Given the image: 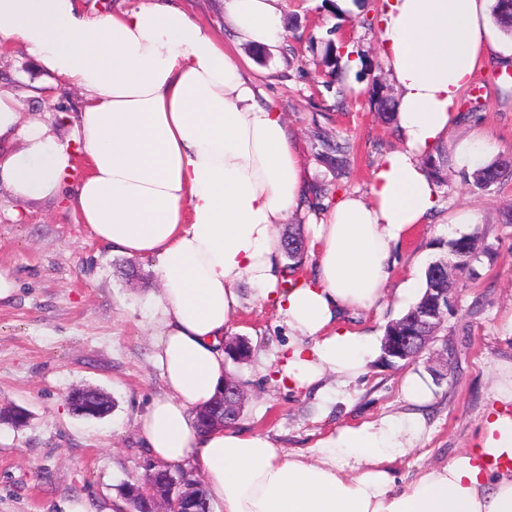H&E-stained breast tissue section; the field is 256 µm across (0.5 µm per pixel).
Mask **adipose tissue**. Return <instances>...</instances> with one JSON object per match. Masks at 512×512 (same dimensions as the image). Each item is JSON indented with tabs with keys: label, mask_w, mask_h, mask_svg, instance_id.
Wrapping results in <instances>:
<instances>
[{
	"label": "adipose tissue",
	"mask_w": 512,
	"mask_h": 512,
	"mask_svg": "<svg viewBox=\"0 0 512 512\" xmlns=\"http://www.w3.org/2000/svg\"><path fill=\"white\" fill-rule=\"evenodd\" d=\"M283 2L224 0V19L239 39L268 46L284 34ZM490 6L385 0L377 39L399 91L400 145L379 157L367 197L336 198L310 224L313 269L286 288L280 227L307 209L306 169L281 112L259 104L213 33L174 0L94 20L80 0H0V40L24 45L83 96L73 139L87 159L76 173L68 146L0 90V142L23 143L0 155V187L65 197L112 251L155 259L164 390L137 428L160 464L201 474L224 512H512V377L494 387L500 408L480 444L402 488L385 463L412 448L411 421L344 427L310 458L284 455L265 434L195 425L224 386V333L244 283L276 303L296 337L282 367L292 384L362 372L373 337L339 322L382 297L393 247L436 209L421 159L458 124L476 71L512 66Z\"/></svg>",
	"instance_id": "1"
}]
</instances>
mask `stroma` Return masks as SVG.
I'll list each match as a JSON object with an SVG mask.
<instances>
[{
    "mask_svg": "<svg viewBox=\"0 0 512 512\" xmlns=\"http://www.w3.org/2000/svg\"><path fill=\"white\" fill-rule=\"evenodd\" d=\"M178 4L223 40L258 88L259 102L282 112L309 173L300 223L322 219L326 198L367 195L379 156L400 144L396 125L384 123L375 104L376 96H398L376 38L382 0H286L285 34L269 48L235 38L224 25V0ZM329 42L341 48L335 76L323 63ZM0 89L14 96L24 118L45 119L69 143L70 118L83 98L25 47L0 42ZM462 109L470 118L451 140L478 122L494 137L498 156L512 158V76L480 69ZM325 138L352 147L344 177L321 159ZM463 175L449 164L436 211L392 254L383 298L342 320L345 328L382 340L386 326L413 304L403 284L423 282L427 266L447 255L449 239L485 231L496 260L478 264L477 280L458 287L444 329L411 361L387 365L376 351L357 378L329 373L314 386L293 388L279 379L287 325L255 287L240 286V307L226 334L248 338L253 356L231 368L247 391L237 430L268 434L284 454L314 457L318 443L341 427L418 418L414 447L387 464L400 485L472 447L498 373L512 366V224L502 221L512 209V181L482 192ZM463 208L476 211L477 224L456 223ZM0 272L15 285L0 302V405L30 415L19 428L0 423V512H66L80 500L95 512H126L123 486L143 479L153 462L136 417L163 389L154 359L155 259L111 251L57 199H21L1 189ZM443 369L447 379L435 381L434 371ZM410 377L427 385V402L406 399ZM76 388L104 392L111 412L73 413L66 396Z\"/></svg>",
    "mask_w": 512,
    "mask_h": 512,
    "instance_id": "stroma-1",
    "label": "stroma"
}]
</instances>
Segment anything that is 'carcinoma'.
<instances>
[{
  "mask_svg": "<svg viewBox=\"0 0 512 512\" xmlns=\"http://www.w3.org/2000/svg\"><path fill=\"white\" fill-rule=\"evenodd\" d=\"M495 21L506 28L512 26V0H495L492 9ZM349 147L345 144L336 145V155L329 157L330 163L336 165V175L341 176L346 172L349 165ZM506 161L495 158L485 166L464 175V179L474 188L486 191L497 185L502 180L501 167ZM423 165L428 174L438 184H443L447 179L448 151L438 149L437 153L429 154L423 158ZM283 251L291 260L285 266V270L293 274L303 260V230L302 225L296 224L293 230L288 232L282 240ZM448 255L455 262L456 273L463 281L473 278L475 275V264L482 262V259L493 260L492 248L485 244V233L476 231L469 235L448 240ZM448 258V259H450ZM448 259L440 258L428 265L424 273V289L417 302L409 310L387 326V336H422L428 332L438 333L443 327V322L436 321L429 329H424L417 321V314L422 311L430 299L448 291L451 282L448 281ZM226 361L240 363L250 357L251 349L240 337L231 338L224 343ZM224 410L221 405L212 401L204 406L197 414L196 423L198 428L209 430L221 423Z\"/></svg>",
  "mask_w": 512,
  "mask_h": 512,
  "instance_id": "cac0c4a2",
  "label": "carcinoma"
}]
</instances>
